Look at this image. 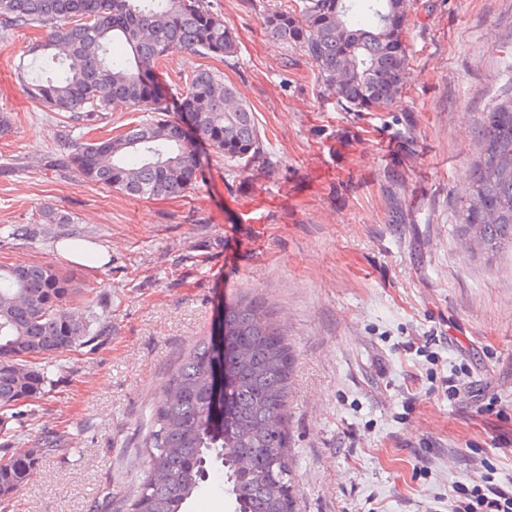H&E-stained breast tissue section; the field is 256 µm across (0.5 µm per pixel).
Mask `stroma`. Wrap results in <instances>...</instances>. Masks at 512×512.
Segmentation results:
<instances>
[{"mask_svg": "<svg viewBox=\"0 0 512 512\" xmlns=\"http://www.w3.org/2000/svg\"><path fill=\"white\" fill-rule=\"evenodd\" d=\"M239 50L222 62L175 54L164 92L196 68L251 106L267 163L228 165L196 142L198 183L139 199L78 182L59 165L65 115L17 75L35 30L0 33V225L71 216L106 252L78 265L60 225L0 242V265L48 261L87 288L111 332L68 354L15 452L34 475L0 512H124L146 465L141 442L183 354L217 335L225 305L270 304L297 356L289 398L300 512H448L454 481L512 480V254L468 251L467 176L486 112L512 97V0H414L400 101L345 112L299 49L270 38L269 0H212ZM402 204L390 221L388 195ZM63 434V451L45 433ZM185 512H234L214 464Z\"/></svg>", "mask_w": 512, "mask_h": 512, "instance_id": "obj_1", "label": "stroma"}]
</instances>
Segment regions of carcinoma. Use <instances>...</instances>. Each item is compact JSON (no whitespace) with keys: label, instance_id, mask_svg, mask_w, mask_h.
<instances>
[{"label":"carcinoma","instance_id":"1","mask_svg":"<svg viewBox=\"0 0 512 512\" xmlns=\"http://www.w3.org/2000/svg\"><path fill=\"white\" fill-rule=\"evenodd\" d=\"M403 0H286L264 11L268 35L301 50L323 95L347 112H383L400 97L409 64ZM41 29L35 58L21 67L30 93L50 112L84 125L116 104L148 117L115 135L66 134L60 164L82 181L146 199L181 197L202 175L193 139L247 166L265 151L251 107L210 69H196L170 101L156 71L174 53L227 61L236 36L211 0H0V30ZM123 53L115 55V44ZM178 115L170 117V110ZM483 156L470 169L461 234L480 227L482 253L512 250V98L484 117ZM70 220L50 207L40 220L5 224L27 242L44 224ZM84 289L51 262L0 265V501L34 474L12 453L20 408L46 393L59 357L95 348L105 323ZM222 342L202 340L169 373L142 442L147 465L126 512H184L210 457L224 462L235 512H298L288 423L294 354L265 301L224 308Z\"/></svg>","mask_w":512,"mask_h":512}]
</instances>
